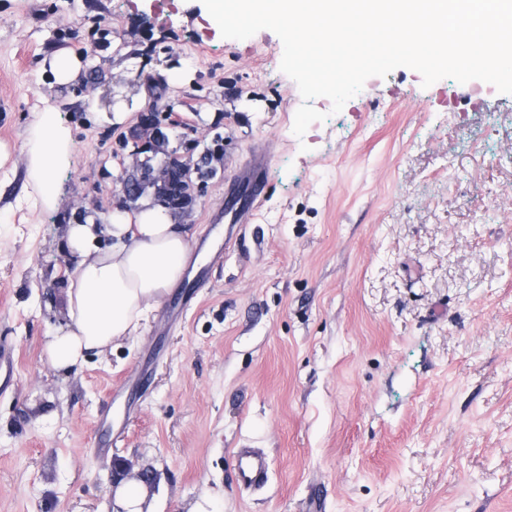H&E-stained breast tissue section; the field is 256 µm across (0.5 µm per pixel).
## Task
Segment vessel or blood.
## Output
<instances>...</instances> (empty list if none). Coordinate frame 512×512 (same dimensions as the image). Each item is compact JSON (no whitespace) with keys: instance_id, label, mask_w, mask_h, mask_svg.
Wrapping results in <instances>:
<instances>
[{"instance_id":"1","label":"vessel or blood","mask_w":512,"mask_h":512,"mask_svg":"<svg viewBox=\"0 0 512 512\" xmlns=\"http://www.w3.org/2000/svg\"><path fill=\"white\" fill-rule=\"evenodd\" d=\"M271 156L267 148L252 151L247 162L236 165L226 178L224 206L213 218L214 223H246L264 198L268 185ZM234 481L240 487L263 485L268 479L269 458L250 448L238 449Z\"/></svg>"}]
</instances>
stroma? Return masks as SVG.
<instances>
[{
  "instance_id": "1",
  "label": "stroma",
  "mask_w": 512,
  "mask_h": 512,
  "mask_svg": "<svg viewBox=\"0 0 512 512\" xmlns=\"http://www.w3.org/2000/svg\"><path fill=\"white\" fill-rule=\"evenodd\" d=\"M59 51L86 65L67 85L42 71ZM282 54L267 29L223 38L202 0H0V512H113L117 463L153 470L145 512H512V94L475 112L400 67L339 113L314 99L299 137ZM49 106L73 138L51 208L27 164ZM263 145L267 194L223 248L224 179ZM172 158L182 205L156 182ZM145 206L188 233L183 278L55 369L67 226ZM242 447L271 461L262 488L233 481Z\"/></svg>"
}]
</instances>
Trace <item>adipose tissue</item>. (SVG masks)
I'll list each match as a JSON object with an SVG mask.
<instances>
[{"instance_id":"obj_1","label":"adipose tissue","mask_w":512,"mask_h":512,"mask_svg":"<svg viewBox=\"0 0 512 512\" xmlns=\"http://www.w3.org/2000/svg\"><path fill=\"white\" fill-rule=\"evenodd\" d=\"M73 149L72 135L53 108L37 115L28 153L30 179L45 206L57 203V174ZM111 237L100 248V235ZM75 264L67 291L68 324L51 336L47 353L65 369L88 353L131 336L184 275L189 238L162 211L119 212L103 223L71 224L66 229Z\"/></svg>"}]
</instances>
